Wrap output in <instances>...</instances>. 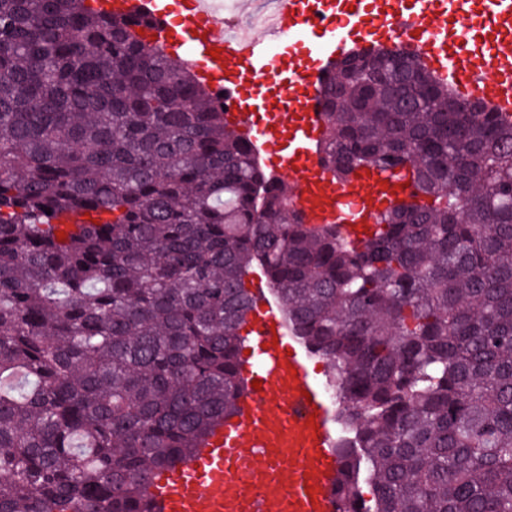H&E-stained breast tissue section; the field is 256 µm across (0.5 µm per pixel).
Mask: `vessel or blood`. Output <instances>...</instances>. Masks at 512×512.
I'll return each mask as SVG.
<instances>
[{
    "instance_id": "b4317fda",
    "label": "vessel or blood",
    "mask_w": 512,
    "mask_h": 512,
    "mask_svg": "<svg viewBox=\"0 0 512 512\" xmlns=\"http://www.w3.org/2000/svg\"><path fill=\"white\" fill-rule=\"evenodd\" d=\"M278 21L262 37L228 34L203 0H99L109 13L145 14L165 53L185 50L195 73L221 93L226 117L257 152L271 157L292 202L310 226L335 225L348 242L365 240L382 203L407 195L395 177L362 175L342 182L324 170L313 148L327 118L320 69H281L272 44L283 33L320 35L332 59L365 45L403 40L463 98L479 97L512 113V0H276ZM221 49L212 58V49ZM261 362L247 368L237 415L214 429L186 463L159 471L148 488L156 512H341L336 437L307 357L285 341L270 301L246 325Z\"/></svg>"
}]
</instances>
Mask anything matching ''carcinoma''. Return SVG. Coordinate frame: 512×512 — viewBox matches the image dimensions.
Wrapping results in <instances>:
<instances>
[{
	"mask_svg": "<svg viewBox=\"0 0 512 512\" xmlns=\"http://www.w3.org/2000/svg\"><path fill=\"white\" fill-rule=\"evenodd\" d=\"M146 25L0 0V512H150L239 411L255 266L327 363L343 512H512V118L330 64L321 164L412 187L351 246Z\"/></svg>",
	"mask_w": 512,
	"mask_h": 512,
	"instance_id": "obj_1",
	"label": "carcinoma"
}]
</instances>
